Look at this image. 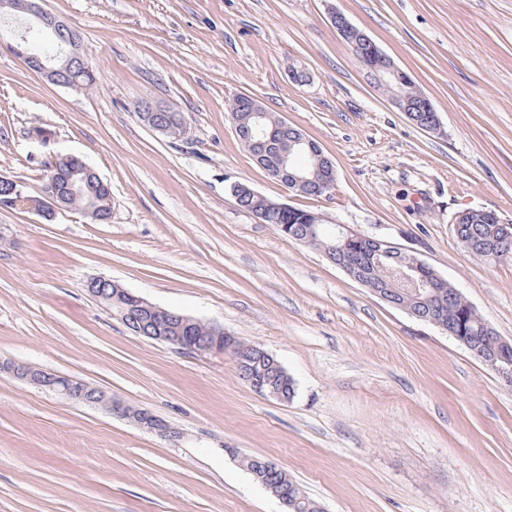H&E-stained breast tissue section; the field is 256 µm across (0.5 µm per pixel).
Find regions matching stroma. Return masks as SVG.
<instances>
[{
	"label": "stroma",
	"mask_w": 512,
	"mask_h": 512,
	"mask_svg": "<svg viewBox=\"0 0 512 512\" xmlns=\"http://www.w3.org/2000/svg\"><path fill=\"white\" fill-rule=\"evenodd\" d=\"M45 7L96 81L52 85L0 44V175L33 195L56 156H80L110 183L112 220L0 206V358L81 378L184 439L0 376V512H284L231 448L276 462L327 512H512V387L230 192L245 182L409 250L512 340V259L479 260L453 232L465 209L512 221V0ZM334 11L411 75L441 133L392 106ZM243 94L332 159V195L286 191L256 164L226 109ZM145 99L188 135L148 127ZM37 124L50 140L30 138ZM98 276L263 346L293 400L255 394L230 359L133 335L85 293Z\"/></svg>",
	"instance_id": "1"
}]
</instances>
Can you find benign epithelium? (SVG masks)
Segmentation results:
<instances>
[{"mask_svg": "<svg viewBox=\"0 0 512 512\" xmlns=\"http://www.w3.org/2000/svg\"><path fill=\"white\" fill-rule=\"evenodd\" d=\"M0 14H20L24 17L23 30L15 36V41L18 53L24 57L28 68L53 85L72 86V83L66 80L67 73L75 64L84 63L80 52V39L76 31L46 11L42 7V0H0ZM31 31L55 35L59 45L57 52L50 56H40L21 50V44L27 42V34ZM340 34L348 40L359 62L368 69V74L376 81L396 85L412 81L408 73L398 67L363 31L356 30L349 21H343ZM375 57L384 60V65L374 67L371 59ZM240 99L243 102L242 111L250 113V117L253 118L251 131L257 138V143L260 145L267 143L272 139V133L263 123L266 119L264 107L259 100L249 95H242ZM297 143L301 144V152L313 162V175L319 179L323 188L326 190L336 188V168L333 162L323 154L316 143L306 136H298ZM273 175L293 193L302 189L307 182L304 169L290 168L284 159L278 161ZM0 190L5 194L13 195L7 203L34 212L48 220L52 219L56 212L66 209L63 197L51 182L45 183L44 187L38 191V195L30 196L23 194L14 180L1 175ZM336 230L334 245L330 248V252L324 253L328 261L342 269L355 282L367 287L384 303L403 311L421 323L432 325L441 332L454 336V333L440 323L432 312L412 309L395 300V295L401 291L402 285L409 284L413 288L417 302L429 305L437 296L440 285L446 282L444 276L405 249L384 239L368 236L366 240L375 244L377 253L391 264V269L395 272V275L386 283L371 286L360 273L353 271L344 256L345 243L349 240L348 229L338 224ZM112 286H114V297L122 300L132 309L130 313L121 311L116 314V318L132 333L200 355L229 356L236 365L240 379L257 395L283 399L281 383L288 379L289 375L282 364L262 347H254L251 354L265 364L268 369L266 374H259L243 363V354L235 347L237 337L224 333L223 328L212 326L210 336H174L170 333L171 322L177 321L187 327L193 323V318L183 313H173L115 282ZM510 351L512 352V342L500 337L497 350L491 354L484 353L480 358L489 370L509 386L512 385V359L506 357V353ZM0 372L23 383L50 390L71 403L101 408L172 444L179 443L183 438V433L177 427L159 416L115 399L106 391L77 377L10 359L0 362Z\"/></svg>", "mask_w": 512, "mask_h": 512, "instance_id": "1", "label": "benign epithelium"}]
</instances>
